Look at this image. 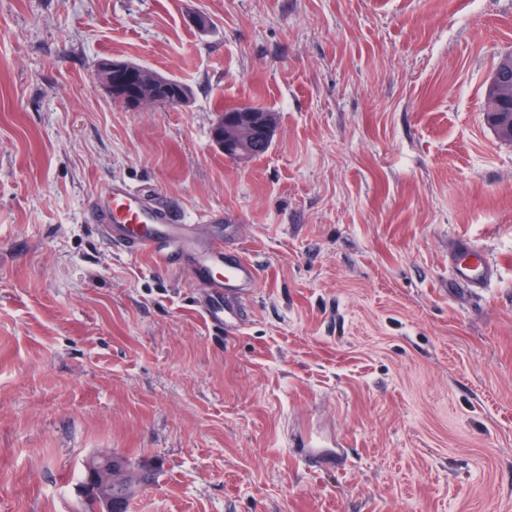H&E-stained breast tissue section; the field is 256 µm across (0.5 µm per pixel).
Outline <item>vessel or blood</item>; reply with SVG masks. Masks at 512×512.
I'll return each instance as SVG.
<instances>
[{
	"instance_id": "b4317fda",
	"label": "vessel or blood",
	"mask_w": 512,
	"mask_h": 512,
	"mask_svg": "<svg viewBox=\"0 0 512 512\" xmlns=\"http://www.w3.org/2000/svg\"><path fill=\"white\" fill-rule=\"evenodd\" d=\"M86 212L110 247L149 256L160 266L189 269L201 290L199 310L209 324L236 329L244 323L259 270L239 250L225 246L223 211L203 216L202 223L212 229L205 243L197 224L152 187L112 182L88 202ZM449 273L458 284L477 291L491 283L496 268L480 248L462 240L451 253ZM301 459L311 469L346 462L339 449L322 444L312 445Z\"/></svg>"
}]
</instances>
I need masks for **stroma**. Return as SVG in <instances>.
<instances>
[{"label": "stroma", "mask_w": 512, "mask_h": 512, "mask_svg": "<svg viewBox=\"0 0 512 512\" xmlns=\"http://www.w3.org/2000/svg\"><path fill=\"white\" fill-rule=\"evenodd\" d=\"M510 54L512 0H0V512H87L109 453L152 472L128 512H512ZM105 59L192 96L125 108ZM244 103L277 121L245 163L212 138ZM115 180L228 217L260 276L235 333L86 222ZM510 73L507 70L496 71L493 73L491 77V82L500 85L507 83L503 86H498L496 89H492L489 86L488 90V98H487V120L489 125L493 128L497 137L503 141H511L512 142V131L510 134L504 132L502 128L499 126L498 122L493 121V117L498 112H494L499 104V99L505 98L506 103L512 101V81L508 82V78ZM448 267L455 282L473 291L486 288L496 274L491 259L467 240H461L455 245ZM304 464L312 469H321L330 465L342 466L346 457L338 448H330L322 444L311 445V448L301 453Z\"/></svg>", "instance_id": "obj_1"}]
</instances>
